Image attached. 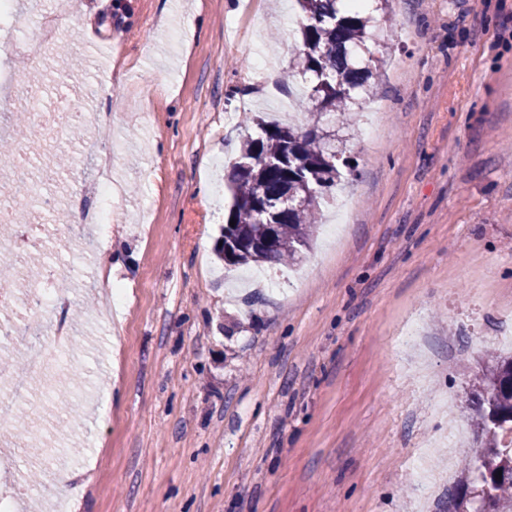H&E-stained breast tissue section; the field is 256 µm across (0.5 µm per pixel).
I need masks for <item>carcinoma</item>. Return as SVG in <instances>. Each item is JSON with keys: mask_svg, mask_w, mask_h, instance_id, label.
Here are the masks:
<instances>
[{"mask_svg": "<svg viewBox=\"0 0 512 512\" xmlns=\"http://www.w3.org/2000/svg\"><path fill=\"white\" fill-rule=\"evenodd\" d=\"M338 0H298L308 24L292 66L310 75L307 98L312 123L260 119L262 135L248 139L227 175L233 205L224 224L218 254L227 265L296 264L310 249L322 200L340 184L343 158L336 121L354 123V112L379 89L377 58L367 42L388 48L395 0H378L382 26L360 11L340 12ZM296 203L279 209L265 224L256 205L283 198ZM235 225H230V222ZM470 421L480 439V465L465 467L451 512H512V356L488 353L472 383ZM501 478H496V475Z\"/></svg>", "mask_w": 512, "mask_h": 512, "instance_id": "carcinoma-1", "label": "carcinoma"}]
</instances>
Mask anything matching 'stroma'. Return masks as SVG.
Masks as SVG:
<instances>
[{
    "mask_svg": "<svg viewBox=\"0 0 512 512\" xmlns=\"http://www.w3.org/2000/svg\"><path fill=\"white\" fill-rule=\"evenodd\" d=\"M49 0L71 48L30 77L96 114L75 180L119 141L123 184L103 234L60 201L71 238L55 265L73 341L41 342L58 373L18 405L41 482L17 512H441L448 417L498 348L512 306V0H401L382 90L346 131L355 174L324 206L296 269L247 283L217 256L232 203L222 182L252 123L284 120L298 46L295 0ZM281 73L261 85L256 54ZM126 296L113 320L95 288L101 255ZM427 341L402 339L415 316ZM436 478L417 496L416 465ZM74 473L73 482L59 480Z\"/></svg>",
    "mask_w": 512,
    "mask_h": 512,
    "instance_id": "stroma-1",
    "label": "stroma"
}]
</instances>
